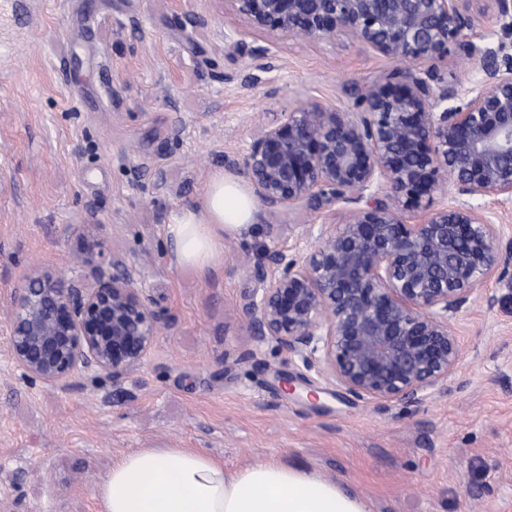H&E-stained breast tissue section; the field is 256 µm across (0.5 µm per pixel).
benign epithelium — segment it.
Instances as JSON below:
<instances>
[{
    "instance_id": "benign-epithelium-1",
    "label": "benign epithelium",
    "mask_w": 512,
    "mask_h": 512,
    "mask_svg": "<svg viewBox=\"0 0 512 512\" xmlns=\"http://www.w3.org/2000/svg\"><path fill=\"white\" fill-rule=\"evenodd\" d=\"M253 31L318 40L348 36L399 64L353 109L309 102L256 127L243 165L269 208L353 203L303 257L278 247L255 269L251 335L318 368L357 400L419 402L457 371L453 319L488 278L512 297L501 231L470 203L512 202V42L463 43L475 69L450 87L417 66L480 24L472 0H229ZM451 182L464 200L405 214ZM384 194V199L377 195ZM123 262L88 287L35 269L9 317L12 361L45 384L81 370L119 382L161 329Z\"/></svg>"
}]
</instances>
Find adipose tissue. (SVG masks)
Instances as JSON below:
<instances>
[{"mask_svg":"<svg viewBox=\"0 0 512 512\" xmlns=\"http://www.w3.org/2000/svg\"><path fill=\"white\" fill-rule=\"evenodd\" d=\"M255 211L247 193L216 175L204 212L173 217L169 232L176 261L209 265L225 233L252 224ZM95 495L102 512H368L342 486L304 470L262 463L231 473L223 461L186 448L122 456Z\"/></svg>","mask_w":512,"mask_h":512,"instance_id":"adipose-tissue-1","label":"adipose tissue"}]
</instances>
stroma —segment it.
I'll list each match as a JSON object with an SVG mask.
<instances>
[{"instance_id":"1","label":"stroma","mask_w":512,"mask_h":512,"mask_svg":"<svg viewBox=\"0 0 512 512\" xmlns=\"http://www.w3.org/2000/svg\"><path fill=\"white\" fill-rule=\"evenodd\" d=\"M500 27L488 13L464 29L437 73L466 83L461 43ZM234 29L242 46L224 42ZM394 67L348 37L250 33L229 0H0V512H100L95 488L142 448L199 450L232 472L296 467L369 512H512V300L495 279L455 318L464 359L448 382L378 404L338 397L246 330L267 249L303 256V225L342 223L347 204L261 205L209 267L171 261L172 217L202 209L215 173L248 188L257 123L311 101L353 106ZM91 239L133 268L164 325L119 383L30 379L10 359L12 301L36 268L76 286L111 274L86 256ZM276 370L299 376L295 394Z\"/></svg>"}]
</instances>
